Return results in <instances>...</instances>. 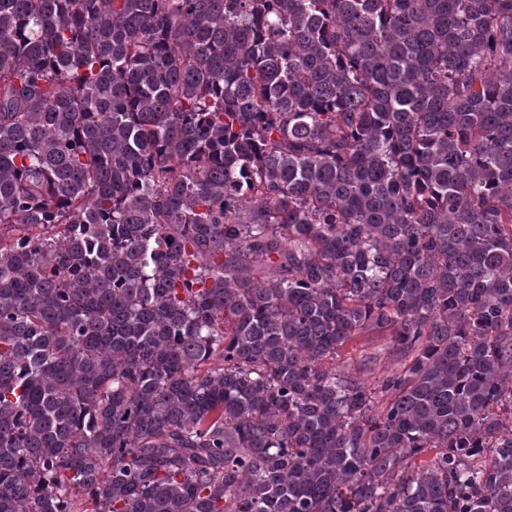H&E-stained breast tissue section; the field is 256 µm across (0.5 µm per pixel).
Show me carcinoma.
<instances>
[{
    "label": "carcinoma",
    "instance_id": "carcinoma-1",
    "mask_svg": "<svg viewBox=\"0 0 512 512\" xmlns=\"http://www.w3.org/2000/svg\"><path fill=\"white\" fill-rule=\"evenodd\" d=\"M0 512H512V0H0ZM359 340L358 344L341 349L336 358V371L360 378L368 385L374 384L396 367L388 352L390 337L362 336ZM369 357L373 358L372 363H367Z\"/></svg>",
    "mask_w": 512,
    "mask_h": 512
}]
</instances>
